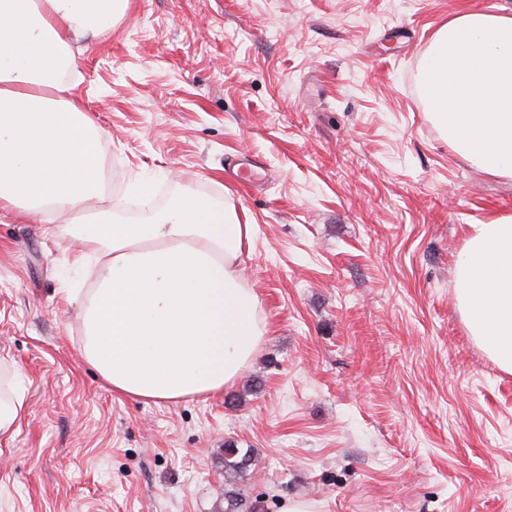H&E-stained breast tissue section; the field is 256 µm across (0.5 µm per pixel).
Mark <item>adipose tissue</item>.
Instances as JSON below:
<instances>
[{
    "instance_id": "adipose-tissue-1",
    "label": "adipose tissue",
    "mask_w": 512,
    "mask_h": 512,
    "mask_svg": "<svg viewBox=\"0 0 512 512\" xmlns=\"http://www.w3.org/2000/svg\"><path fill=\"white\" fill-rule=\"evenodd\" d=\"M128 0H0V213L68 215L99 199L101 135L69 98L74 42L102 37ZM453 148L512 178V12H466L438 32L422 73ZM71 236L100 253L81 302L83 353L113 392L178 401L222 391L265 334L240 275L253 227L195 194L141 223L93 213ZM465 321L512 371V217L473 225L455 266Z\"/></svg>"
}]
</instances>
